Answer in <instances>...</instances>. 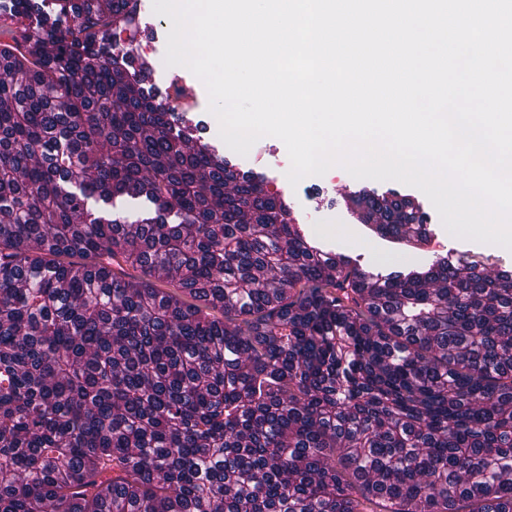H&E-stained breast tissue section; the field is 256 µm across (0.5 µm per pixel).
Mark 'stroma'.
Wrapping results in <instances>:
<instances>
[{"instance_id":"stroma-1","label":"stroma","mask_w":512,"mask_h":512,"mask_svg":"<svg viewBox=\"0 0 512 512\" xmlns=\"http://www.w3.org/2000/svg\"><path fill=\"white\" fill-rule=\"evenodd\" d=\"M168 25L158 24L152 8L142 10L139 28L132 42L126 43L134 59L145 58L153 64L148 78L161 95L178 102L180 111L203 130L204 137L220 143L216 118L208 111V94L204 84L187 68L164 64ZM237 172L253 171L265 178L266 194H281L292 206L296 223L306 225L310 238L323 250L352 255L361 270L372 273L401 271L418 264L432 263L437 257L451 253L480 255L490 272L512 271V251L497 245L456 238L449 234L432 204H425L427 222L433 233L431 250L425 254L407 251L377 236L365 232L356 214L347 209L346 196L361 190L385 192L393 189L411 193V186L397 181L357 179L345 169L334 167L321 176H308L298 184H290L286 173L290 167L284 143L275 137L259 139L247 155L225 150Z\"/></svg>"}]
</instances>
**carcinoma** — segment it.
I'll list each match as a JSON object with an SVG mask.
<instances>
[{"mask_svg":"<svg viewBox=\"0 0 512 512\" xmlns=\"http://www.w3.org/2000/svg\"><path fill=\"white\" fill-rule=\"evenodd\" d=\"M0 16V512H512V273L370 277L130 79L138 0ZM140 199L131 223L91 199ZM413 252L422 204L351 196ZM177 275L174 290L157 287Z\"/></svg>","mask_w":512,"mask_h":512,"instance_id":"1","label":"carcinoma"}]
</instances>
